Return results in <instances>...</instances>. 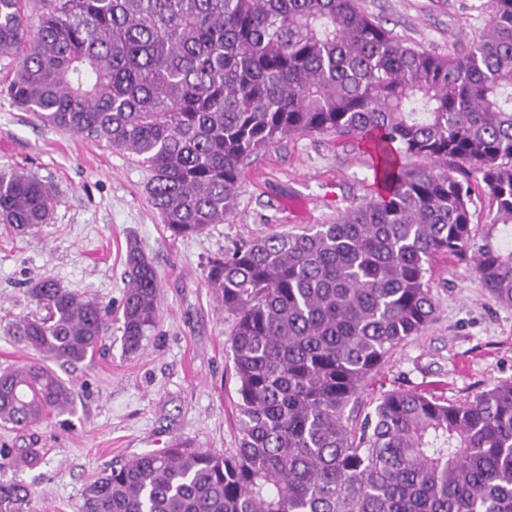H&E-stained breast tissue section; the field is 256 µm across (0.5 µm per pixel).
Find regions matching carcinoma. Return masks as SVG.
Masks as SVG:
<instances>
[{"label":"carcinoma","mask_w":512,"mask_h":512,"mask_svg":"<svg viewBox=\"0 0 512 512\" xmlns=\"http://www.w3.org/2000/svg\"><path fill=\"white\" fill-rule=\"evenodd\" d=\"M22 48L8 95L147 167L175 235L224 223L251 157L288 136L358 141L387 186L331 224L209 260L205 278L236 319L239 448L176 443L114 465L85 485L80 512H512L511 380L463 402L396 388L346 415L433 321L436 256L471 262L512 307V248L474 242L471 187L455 175L479 174L490 228H512V0H489L479 41L453 56L406 43L358 0H0V56ZM52 204L38 179L0 169V224L33 233ZM125 263L122 342L136 354L160 281L137 243ZM30 293L47 315L16 320L17 343L66 362L96 350L107 307L48 277ZM70 407L39 362L0 373V423L29 432ZM36 458L0 451V467ZM32 495L0 482V512H26Z\"/></svg>","instance_id":"cac0c4a2"}]
</instances>
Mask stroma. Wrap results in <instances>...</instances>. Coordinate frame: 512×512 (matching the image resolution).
<instances>
[{
	"label": "stroma",
	"instance_id": "1",
	"mask_svg": "<svg viewBox=\"0 0 512 512\" xmlns=\"http://www.w3.org/2000/svg\"><path fill=\"white\" fill-rule=\"evenodd\" d=\"M408 44L440 54L468 49L488 21V0H359ZM17 57H0V167L48 185L53 207L36 234L0 224V372L35 360L12 323L37 314L29 289L51 277L61 288L108 305L95 355L47 365L73 405L37 430L40 460L0 467L1 481L30 486L27 512H80L87 482L115 463L160 453L175 441L201 450L239 445L237 380L229 355L235 325L221 310L208 260L275 232L327 224L378 198L369 151L327 133L293 136L251 158L234 213L199 236H175L161 222L146 184L149 171L105 142L45 124L18 107L6 88ZM138 241L160 278L155 327L143 350L122 346L125 255ZM429 288L437 315L409 337L361 393L370 410L382 392L403 388L462 401L485 385L512 380V308L498 304L469 264L435 258Z\"/></svg>",
	"mask_w": 512,
	"mask_h": 512
}]
</instances>
